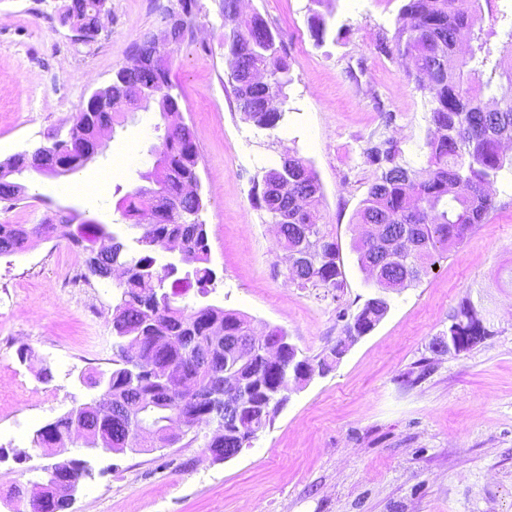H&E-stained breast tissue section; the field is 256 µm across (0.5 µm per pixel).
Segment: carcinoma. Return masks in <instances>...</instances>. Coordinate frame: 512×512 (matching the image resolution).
I'll use <instances>...</instances> for the list:
<instances>
[{
	"label": "carcinoma",
	"instance_id": "cac0c4a2",
	"mask_svg": "<svg viewBox=\"0 0 512 512\" xmlns=\"http://www.w3.org/2000/svg\"><path fill=\"white\" fill-rule=\"evenodd\" d=\"M100 0H70L66 13L88 23ZM180 22L169 33L172 45L184 41L192 22L187 0H178ZM224 7V50L231 57L228 83L239 111L257 126L274 130L282 120L277 103L291 82L289 64L281 55L277 35L264 18L245 16L239 0H222ZM480 0H406L397 20L394 36L399 55L413 61L418 89L428 100L431 128L424 143L427 166L414 170L398 161L400 149L387 140L368 149L371 163L381 169L354 214L358 224H382L394 237L409 234L417 247L394 263H381L386 240L362 236L354 245L360 267L373 275L381 296L394 280L405 285L428 275L436 258L460 244L472 228L483 222L492 201L487 187L499 173L512 168V156L500 143L512 140V29L511 48L494 56L489 46L491 31L481 25ZM310 27L316 41L325 39L329 25L325 16L314 12ZM139 63L118 69L101 93L120 98L139 91L151 99L160 116L173 104L169 94L171 58L158 54L154 36L148 34L136 47ZM264 72L261 85L252 73ZM85 144H94L96 126H119L121 115L78 116ZM152 169L142 175L156 190L155 207L161 209L149 224L139 222L145 195L133 192L118 199L122 216L139 229L127 237L104 224H80L72 229L73 217L57 224L27 227L0 224V255L26 248L30 237L40 231L65 238L83 257L87 270L118 266L125 276L118 282L120 297L112 318V333L119 339L115 368L106 383L114 403L112 412L84 404L63 414L36 431L33 443L39 448L55 447V439H82L85 431L97 435L96 447L123 452L144 448L148 437L139 432L146 421L156 428L183 424L189 442L198 440L199 430L210 426L215 410L205 401H194L189 393L154 380L140 360L151 359L170 370L174 380L190 384L207 381L211 390L221 378L237 375L250 387L248 400L255 404L243 418L228 411L224 426L212 432L205 443L214 458L245 447L242 425L251 433L266 427L278 412L276 388L292 374L295 352L288 353L277 369L264 358L269 339L256 337L247 318L221 307L203 304L192 310L178 304L189 288L205 297L216 281L209 267L206 225L198 221L203 209L199 194L185 191L197 172L198 153L194 133L184 126L175 135L159 138L149 150ZM47 155L37 148L25 160L13 155L0 161V201L18 202L25 195H13L10 174L23 165L31 170L48 167ZM295 171L288 177L271 168L255 183L253 202L267 216H282L277 247L295 254L298 264L287 269L286 278L301 288H343L339 248L326 225L317 222L322 199L320 183L304 159L294 157ZM386 306L370 299L355 315L347 333L360 336L372 331L383 319ZM447 335L454 337L458 352H468L491 335L479 310L463 301L451 316ZM57 475L43 469L42 484L47 498L46 512H67L65 499L53 493Z\"/></svg>",
	"mask_w": 512,
	"mask_h": 512
}]
</instances>
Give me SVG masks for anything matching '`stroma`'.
<instances>
[{
	"instance_id": "stroma-1",
	"label": "stroma",
	"mask_w": 512,
	"mask_h": 512,
	"mask_svg": "<svg viewBox=\"0 0 512 512\" xmlns=\"http://www.w3.org/2000/svg\"><path fill=\"white\" fill-rule=\"evenodd\" d=\"M66 0H0V161L68 131L95 89L132 60L177 0H107L89 44L61 21ZM403 0H252L279 35L290 65L284 115L273 130L239 112L227 83L217 0H196L193 27L171 63L173 92L196 132L199 215L218 280L210 303L245 315L256 331H286L318 361L345 336L378 289L360 268L353 217L379 175L367 148L397 143L399 160L424 168L425 97L391 42ZM320 10L323 42L310 32ZM157 109L130 113L85 166L58 177L23 173L24 201L0 202V224H45L60 214L122 228L119 193L140 186L162 136ZM303 158L322 188L320 223L339 247L338 294L288 282L255 181L283 153ZM492 207L420 282L389 292L383 320L337 365L290 384L287 403L250 447L212 459L203 441L122 453L80 444L37 448V429L91 402L112 371L115 281L89 276L66 240L38 238L0 256V512L16 483L67 455L84 460L70 512H512V172L490 188ZM471 300L491 334L469 352L430 343ZM50 379H43V370Z\"/></svg>"
}]
</instances>
